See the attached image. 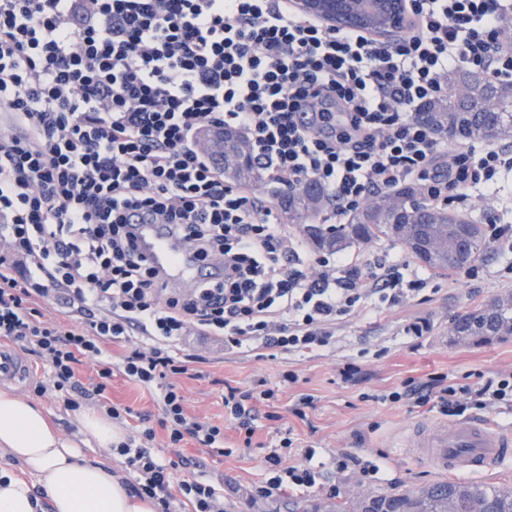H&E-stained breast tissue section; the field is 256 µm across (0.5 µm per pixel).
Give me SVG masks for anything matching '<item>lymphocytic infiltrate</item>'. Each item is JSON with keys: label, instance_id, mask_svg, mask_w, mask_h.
Wrapping results in <instances>:
<instances>
[{"label": "lymphocytic infiltrate", "instance_id": "f902f5d3", "mask_svg": "<svg viewBox=\"0 0 512 512\" xmlns=\"http://www.w3.org/2000/svg\"><path fill=\"white\" fill-rule=\"evenodd\" d=\"M408 23L389 44L327 28L284 0H0V342L48 370L75 412L98 402L125 422L130 408L107 397L113 371L154 397L170 446L227 455L224 430L189 415L177 376L203 363L179 354L188 332L222 338L239 353L315 355L336 341V323L369 306L396 307L427 293L429 278L404 276L385 257L308 252L279 208L224 178L202 131L242 129L253 158L282 189L320 184L333 217L373 195L418 184L435 205L496 194L512 175V148L449 145L414 113L446 96L448 75L512 81V5L506 0H407ZM172 227L196 258L222 265L220 279L167 293L137 256L132 217ZM57 299L62 322L37 301ZM141 336L113 363L109 346ZM99 380L83 386L84 361ZM278 391L228 388L224 416L251 445L259 405ZM451 416L512 405V375L475 386L435 378L390 392ZM141 426L117 446L135 478L132 494L172 512H224V492L175 479ZM291 430L264 460L268 498L320 477L315 446L287 463Z\"/></svg>", "mask_w": 512, "mask_h": 512}]
</instances>
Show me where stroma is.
Wrapping results in <instances>:
<instances>
[{"label": "stroma", "instance_id": "stroma-1", "mask_svg": "<svg viewBox=\"0 0 512 512\" xmlns=\"http://www.w3.org/2000/svg\"><path fill=\"white\" fill-rule=\"evenodd\" d=\"M512 196V179L501 198L473 196L469 204L453 203V210L470 219L484 222L494 215L499 225L512 226V206L504 198ZM477 275L431 273L432 298L412 301L394 308H366L343 320L336 328V343L321 355L277 358L245 356L225 351L215 338L185 337L180 347L206 356L199 378L181 376L179 385L190 414L224 428L227 443L233 444L229 456H217L193 444L168 447L164 429L156 431L158 453L175 462L176 473L184 479L204 477L224 492L227 512H294L296 503L315 500L331 505L336 497L359 502L361 494L383 493L393 489L411 490L437 481L438 476L420 464L399 456L389 443L392 437L410 426L431 427L452 424L451 416L432 406L416 407L407 402L391 403L384 396L403 388L407 380L427 381L429 376H444L455 384H476L479 377L512 373V339L484 346L452 344L448 329L453 319L478 307L492 297L512 292V247L490 246L476 261ZM427 320L429 328L421 338L407 335V327ZM358 365L356 382L343 383L337 370L345 363ZM294 373L296 383L285 384V373ZM278 389L277 400L262 404L261 418L251 447L236 446L237 433L224 419L226 387H254L259 382ZM20 397L38 399L50 422L67 437L80 435L81 415L94 410L84 402L80 412L64 410L55 395L35 397L28 384L0 383ZM313 396L305 418L292 409L301 395ZM292 428L295 438L312 442L320 450L324 475L316 485L301 493L289 491L259 504H252L250 492L265 481L263 461L278 429ZM347 453L379 465L377 480L360 483L357 474L336 471V456Z\"/></svg>", "mask_w": 512, "mask_h": 512}]
</instances>
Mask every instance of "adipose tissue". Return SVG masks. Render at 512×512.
I'll use <instances>...</instances> for the list:
<instances>
[{"instance_id": "1", "label": "adipose tissue", "mask_w": 512, "mask_h": 512, "mask_svg": "<svg viewBox=\"0 0 512 512\" xmlns=\"http://www.w3.org/2000/svg\"><path fill=\"white\" fill-rule=\"evenodd\" d=\"M0 453L24 472L0 468V512H38L33 484H40L51 512H155L150 500L128 493L120 475L103 463L83 461L74 439L60 435L39 405L0 392Z\"/></svg>"}]
</instances>
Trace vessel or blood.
Here are the masks:
<instances>
[{
    "label": "vessel or blood",
    "instance_id": "vessel-or-blood-1",
    "mask_svg": "<svg viewBox=\"0 0 512 512\" xmlns=\"http://www.w3.org/2000/svg\"><path fill=\"white\" fill-rule=\"evenodd\" d=\"M136 245L159 270L162 283L206 279L216 269L175 248L163 226L140 224ZM27 368L12 350L0 347V380L20 382ZM400 456L410 458L440 474L484 473L512 458V434L488 421H459L436 428L412 427L397 444Z\"/></svg>",
    "mask_w": 512,
    "mask_h": 512
}]
</instances>
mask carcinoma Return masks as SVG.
<instances>
[{
	"mask_svg": "<svg viewBox=\"0 0 512 512\" xmlns=\"http://www.w3.org/2000/svg\"><path fill=\"white\" fill-rule=\"evenodd\" d=\"M448 95L422 105L416 118L454 143L474 139L478 125L489 131L487 140L512 142V81L499 82L481 74L448 76ZM259 177L252 154L242 143L224 137V174L239 179ZM328 203L323 189L310 182L280 197L291 224H301L318 248L341 250L346 245L367 243L384 236L400 242L424 268L436 273L460 272L489 248L484 225L455 211L421 202L420 189L403 184L390 193L372 197L352 212L344 224L320 228L308 223ZM439 251L411 246L409 236ZM458 315L453 329L463 334L461 342L480 345L512 337V295L490 299ZM361 512H512V484H468L453 480L429 483L415 491L393 490L359 503Z\"/></svg>",
	"mask_w": 512,
	"mask_h": 512,
	"instance_id": "1",
	"label": "carcinoma"
}]
</instances>
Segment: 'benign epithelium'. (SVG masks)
Masks as SVG:
<instances>
[{
  "instance_id": "1",
  "label": "benign epithelium",
  "mask_w": 512,
  "mask_h": 512,
  "mask_svg": "<svg viewBox=\"0 0 512 512\" xmlns=\"http://www.w3.org/2000/svg\"><path fill=\"white\" fill-rule=\"evenodd\" d=\"M302 8L315 11L339 28L355 26L377 31L388 40L406 22L404 0H301Z\"/></svg>"
}]
</instances>
